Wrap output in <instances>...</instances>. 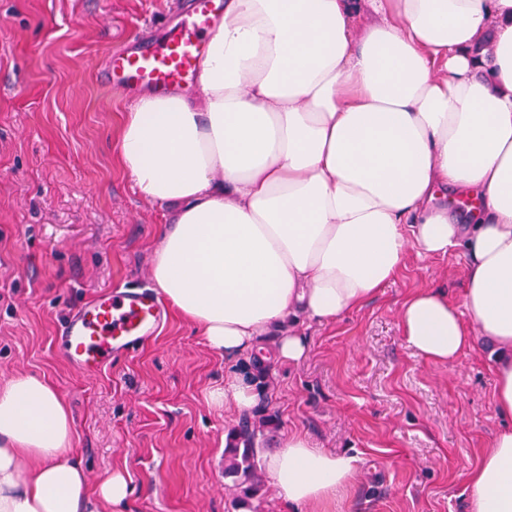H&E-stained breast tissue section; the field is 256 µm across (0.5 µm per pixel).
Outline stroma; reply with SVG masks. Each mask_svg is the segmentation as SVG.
Segmentation results:
<instances>
[{
  "label": "stroma",
  "mask_w": 512,
  "mask_h": 512,
  "mask_svg": "<svg viewBox=\"0 0 512 512\" xmlns=\"http://www.w3.org/2000/svg\"><path fill=\"white\" fill-rule=\"evenodd\" d=\"M175 0H0V380L47 379L75 425L71 459L99 483L122 469L128 512H249L221 466L242 419L271 415L259 460L290 433L355 457L343 512H466L465 474L500 420L488 345L454 367L426 362L399 309L425 286L461 303L456 255L412 259L372 301L327 325L302 323L309 351L274 365L241 417L213 407L226 364L179 314L96 377L54 344L65 312L115 284L151 285L165 209L115 161L133 104L109 91V51L175 20Z\"/></svg>",
  "instance_id": "35a3bbf8"
}]
</instances>
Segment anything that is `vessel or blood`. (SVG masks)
I'll return each mask as SVG.
<instances>
[{
	"mask_svg": "<svg viewBox=\"0 0 512 512\" xmlns=\"http://www.w3.org/2000/svg\"><path fill=\"white\" fill-rule=\"evenodd\" d=\"M223 11L224 0H191L181 21L110 53L105 83L119 91H165L197 79L203 35ZM165 320V307L153 290L115 285L67 312L57 346L80 374L93 376L153 338Z\"/></svg>",
	"mask_w": 512,
	"mask_h": 512,
	"instance_id": "1",
	"label": "vessel or blood"
}]
</instances>
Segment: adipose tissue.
Instances as JSON below:
<instances>
[{
	"mask_svg": "<svg viewBox=\"0 0 512 512\" xmlns=\"http://www.w3.org/2000/svg\"><path fill=\"white\" fill-rule=\"evenodd\" d=\"M489 31L490 58L473 57ZM116 139L168 211L154 283L230 363L214 407L260 400L235 362L305 357L299 318L364 306L410 256L460 257L461 305L417 289L399 326L435 365L491 343L503 425L467 474L468 510L512 512V0H225L194 91L141 93ZM73 431L47 381L0 382V512H124L123 471L91 486ZM267 470L295 512H333L358 475L298 433Z\"/></svg>",
	"mask_w": 512,
	"mask_h": 512,
	"instance_id": "1",
	"label": "adipose tissue"
}]
</instances>
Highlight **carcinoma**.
Segmentation results:
<instances>
[{
    "instance_id": "obj_1",
    "label": "carcinoma",
    "mask_w": 512,
    "mask_h": 512,
    "mask_svg": "<svg viewBox=\"0 0 512 512\" xmlns=\"http://www.w3.org/2000/svg\"><path fill=\"white\" fill-rule=\"evenodd\" d=\"M271 425L273 420L270 417L262 419L259 427L246 420L229 435L224 448V475L234 478L239 500L244 505L261 497L263 482L257 461L256 437Z\"/></svg>"
}]
</instances>
